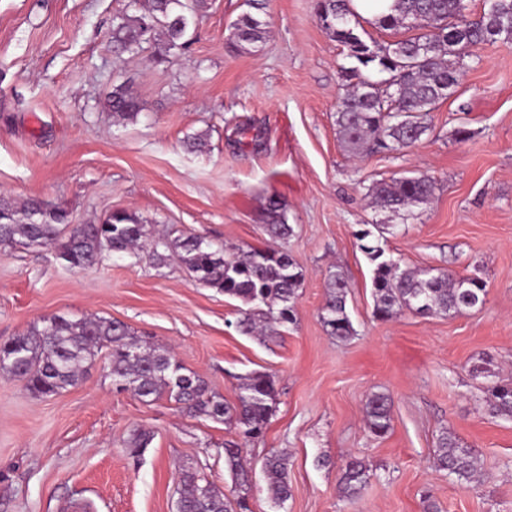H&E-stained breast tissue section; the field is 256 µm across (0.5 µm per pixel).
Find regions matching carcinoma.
I'll use <instances>...</instances> for the list:
<instances>
[{
	"instance_id": "carcinoma-1",
	"label": "carcinoma",
	"mask_w": 512,
	"mask_h": 512,
	"mask_svg": "<svg viewBox=\"0 0 512 512\" xmlns=\"http://www.w3.org/2000/svg\"><path fill=\"white\" fill-rule=\"evenodd\" d=\"M203 0H149L140 14H127L112 30V44L126 49L146 40V29H161L168 48L182 45L195 22ZM334 22L325 33L348 49L356 64L342 68L347 90L335 113L344 147L352 154L372 151L397 152L420 141L429 129L430 112L448 99V85H455L466 66L463 49L469 46L512 42V0H496L481 16L463 12L460 0H392L376 17L385 31H411L413 35L383 45L363 38L360 14L353 0H316L314 11ZM428 25H421V22ZM236 45H254L264 39L263 22L254 14H242L232 25ZM388 74L376 80L370 71ZM107 106L124 120L137 118L141 105L124 85L112 89ZM435 186L426 175L381 181L371 188L380 208L406 220L413 208L429 200ZM268 235L281 242L279 249L227 250L195 234L171 233L151 238L148 225L133 212L108 215L97 224H69V213L46 208L30 199L17 206L15 199L0 194V248L52 247L60 263L82 271L110 254H130L144 245L156 257L174 254L198 284L214 288L242 303L235 321L244 335L295 320V305L304 281L302 268L286 249L293 227L287 224L278 199L266 207ZM359 235L360 249L374 265L372 295L374 314L386 320L406 309L423 316L460 314L483 303V280L466 285L467 277L435 268L401 267L385 257L382 240L393 233L390 224L375 225ZM349 286L344 277L331 275L322 321L328 333L340 340L354 335L346 311ZM14 357L0 364V373L18 378L40 396H55L77 385L84 366L99 352L108 350L112 382L144 402L162 396L194 417H206L237 430L238 440L224 443V463L235 478L236 498L229 499L196 469H182L178 512H250L243 506L250 489L249 471L243 466L244 447L262 440L276 408L279 391L274 378L252 372L240 384L235 405L212 393L206 381L184 367L169 350L133 337L117 320L55 314L32 323L25 333L5 340ZM486 404L493 415L512 416V383L492 381L485 387ZM391 401L384 393L371 394L365 405L366 428L377 438L391 428ZM153 440L151 432L136 429L125 443L127 455L142 456ZM436 465L466 484L482 480L475 449L463 447L450 432L438 441ZM288 455L272 452L262 471L268 490L281 505L291 497ZM370 478L364 461L349 459L342 469L339 488L344 498L361 494Z\"/></svg>"
}]
</instances>
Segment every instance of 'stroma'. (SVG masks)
<instances>
[{"label":"stroma","mask_w":512,"mask_h":512,"mask_svg":"<svg viewBox=\"0 0 512 512\" xmlns=\"http://www.w3.org/2000/svg\"><path fill=\"white\" fill-rule=\"evenodd\" d=\"M266 40L234 46L244 0H206L188 41L117 52L112 29L130 0H0V193L66 209L76 224L136 213L156 233L180 229L235 247H267L268 197L294 228L288 250L305 278L294 324L261 342L237 331L238 300L192 280L177 258L150 249L96 268L63 267L53 248L0 249V339L62 312L124 322L169 348L213 393L235 403L240 378L259 370L279 389L263 440L247 446L251 512H276L261 467L287 452L285 512H512V416L484 405L471 370L492 359L512 380V43L470 48L453 94L421 141L399 152H345L335 113L346 47L319 27L314 0H261ZM166 51L159 63L153 55ZM126 85L142 110L121 120L105 105ZM472 136L456 140L458 127ZM208 135L205 150L187 136ZM433 178L435 192L385 244L409 267L486 283L484 303L461 315L373 314L372 266L358 234L393 222L370 195L378 181ZM341 273L355 334L321 321L330 274ZM391 398V429L365 426L368 396ZM154 439L140 460L133 429ZM477 449L483 480L466 485L434 465L437 438ZM233 429L174 401L117 390L104 357L81 381L40 397L0 376V512H175L182 468L232 493L224 443ZM363 459L371 478L355 501L341 469Z\"/></svg>","instance_id":"stroma-1"}]
</instances>
